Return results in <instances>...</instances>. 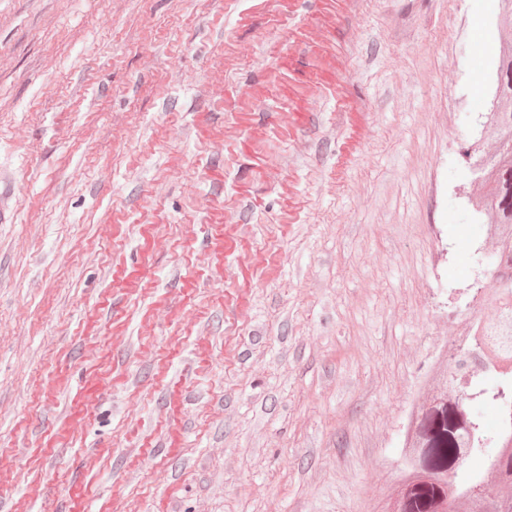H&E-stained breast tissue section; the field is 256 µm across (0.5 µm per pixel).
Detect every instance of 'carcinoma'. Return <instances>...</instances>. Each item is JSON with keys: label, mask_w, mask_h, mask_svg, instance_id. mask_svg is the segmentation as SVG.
<instances>
[{"label": "carcinoma", "mask_w": 512, "mask_h": 512, "mask_svg": "<svg viewBox=\"0 0 512 512\" xmlns=\"http://www.w3.org/2000/svg\"><path fill=\"white\" fill-rule=\"evenodd\" d=\"M496 90L484 130L495 143L493 154L480 153L475 144L464 152L468 171L476 172L484 192L476 200L475 212L495 225L494 249L487 262L500 282L507 284L499 297L500 317L487 316L478 323L469 344L455 349L458 362L475 351H487L499 363L512 362V346L498 339L501 323L512 328V54L504 55L496 67ZM457 388L453 398L441 391L433 405L418 411L415 441L404 455L401 473L414 483L400 503L398 512H439L448 498L465 499L470 512H512V499L493 498L485 493L482 475L469 466L476 457L495 455L494 471L512 484V420L498 440L487 437L482 417L472 409L469 388L451 378ZM479 398L499 410L512 408V367L496 370L478 380ZM466 454H460L461 448Z\"/></svg>", "instance_id": "carcinoma-1"}]
</instances>
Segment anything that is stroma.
Listing matches in <instances>:
<instances>
[{
  "label": "stroma",
  "instance_id": "1",
  "mask_svg": "<svg viewBox=\"0 0 512 512\" xmlns=\"http://www.w3.org/2000/svg\"><path fill=\"white\" fill-rule=\"evenodd\" d=\"M511 48L498 0H0V512H393Z\"/></svg>",
  "mask_w": 512,
  "mask_h": 512
}]
</instances>
